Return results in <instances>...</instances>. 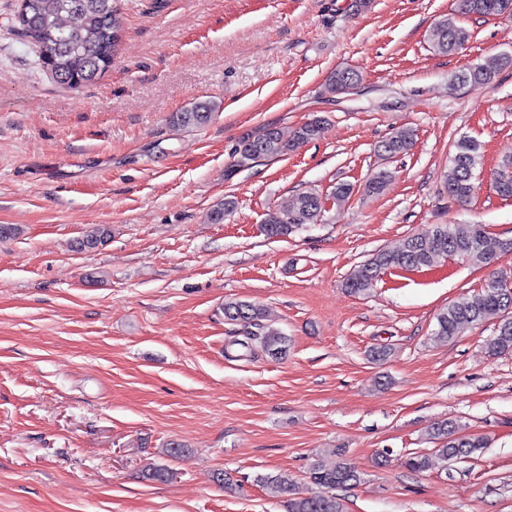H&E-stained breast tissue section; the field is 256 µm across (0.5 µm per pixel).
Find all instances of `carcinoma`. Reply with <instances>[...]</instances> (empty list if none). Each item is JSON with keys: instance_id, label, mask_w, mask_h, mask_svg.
<instances>
[{"instance_id": "carcinoma-1", "label": "carcinoma", "mask_w": 512, "mask_h": 512, "mask_svg": "<svg viewBox=\"0 0 512 512\" xmlns=\"http://www.w3.org/2000/svg\"><path fill=\"white\" fill-rule=\"evenodd\" d=\"M22 19L16 20L22 34L34 46L40 60L48 64L52 77L60 84L79 88L100 76L112 66V57L120 39L121 20L117 0H26ZM458 13L462 15L496 16L512 13V0H457ZM470 32L457 24L453 17H446L434 24L429 33L432 48L440 54L461 49L470 39ZM497 69L473 64L461 73L458 85L478 89L493 83ZM358 72L341 68L333 70L324 83L325 93L342 95L348 83H360ZM215 104L200 99L193 106L173 116V121L186 127L200 126L212 118ZM323 133L322 122L310 120L297 127L285 139L278 130L268 133L261 130L255 135L240 137L233 166L241 167V159L249 152L251 138L261 139L262 158L275 159L288 154L299 145L316 140ZM414 131L408 128L392 132L379 145L380 151L395 157L407 153L413 146ZM445 186L448 196L457 202L470 200L474 191L475 171L481 163L480 144L463 137L454 144ZM392 173L375 172L366 184L371 194H381ZM499 196L512 198V159L503 162L494 174ZM236 202L231 197L214 206L207 215L212 224H220L231 213ZM324 212L322 197L315 191H305L284 198L270 209L262 224L269 238H286L310 224L318 223ZM112 236L106 224L93 227L77 242L80 250H92ZM512 254V238H501L489 231L484 224H436L429 238L412 235L396 251L379 250L359 265L348 277L345 287L352 294L364 295L375 287L380 276L390 270H416L430 267L438 260L460 257L478 266H492L502 257ZM512 309V274L500 272L484 285L481 301L471 304L457 302L448 307L437 321L433 332L436 343L453 340L467 327L492 319H499L495 336L487 343L490 352H512V318L505 312ZM224 318L239 326L236 335L225 345L229 350L238 346L247 354L256 349L272 358H280L288 351V338L273 326L269 311L262 305L247 301L224 303ZM437 441L435 453L445 461L471 458L487 447L483 437H460L454 423L441 421L430 432ZM402 465L415 473H424L431 467L427 454L413 453ZM309 480L320 488L307 496L300 492L296 482L286 473L266 474L257 478L260 486L274 498L287 503L288 512H344L336 489L355 486L362 480L361 473L350 461L341 458L333 466L316 459L309 468Z\"/></svg>"}]
</instances>
